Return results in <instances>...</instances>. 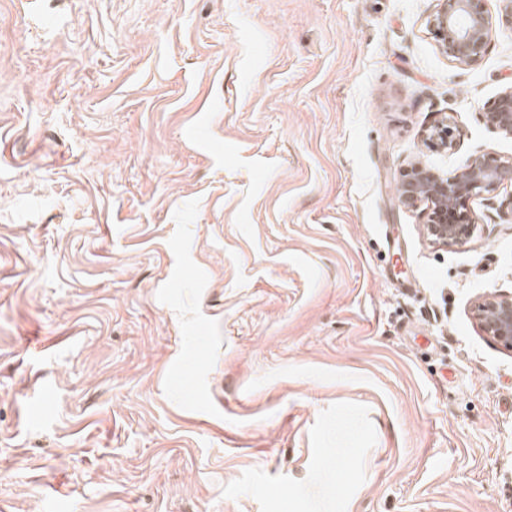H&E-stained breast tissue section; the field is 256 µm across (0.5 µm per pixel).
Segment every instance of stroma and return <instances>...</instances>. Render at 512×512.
Listing matches in <instances>:
<instances>
[{"mask_svg": "<svg viewBox=\"0 0 512 512\" xmlns=\"http://www.w3.org/2000/svg\"><path fill=\"white\" fill-rule=\"evenodd\" d=\"M437 5L0 0V512H512V188L395 194L512 156V27ZM438 8L428 21L440 52L448 60L473 66L484 58L493 29V17L484 0H437ZM485 123L512 138V85L503 89L483 113ZM424 144L435 150H450L453 148V141L448 137V119L443 117L435 124L424 130ZM498 185H512V157L471 155L450 176L417 161L403 174L396 201L400 207L419 211L432 243L452 246L470 237L478 223L467 200ZM472 313L484 336L512 348V292L478 300Z\"/></svg>", "mask_w": 512, "mask_h": 512, "instance_id": "obj_1", "label": "stroma"}]
</instances>
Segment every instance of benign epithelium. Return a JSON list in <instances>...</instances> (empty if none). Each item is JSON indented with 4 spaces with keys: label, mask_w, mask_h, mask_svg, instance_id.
Instances as JSON below:
<instances>
[{
    "label": "benign epithelium",
    "mask_w": 512,
    "mask_h": 512,
    "mask_svg": "<svg viewBox=\"0 0 512 512\" xmlns=\"http://www.w3.org/2000/svg\"><path fill=\"white\" fill-rule=\"evenodd\" d=\"M437 2L428 27L440 52L449 61L463 66L481 62L493 29V17L484 9V0ZM483 116L488 126L512 138V86L498 94ZM423 141L435 150L452 149L448 117L425 129ZM498 185H512V157L492 153L471 155L450 176L417 161L403 174L396 201L400 207L419 212L432 243L452 246L470 237L478 220L467 200ZM472 313L484 335L512 348V293L484 297L475 302Z\"/></svg>",
    "instance_id": "benign-epithelium-1"
}]
</instances>
